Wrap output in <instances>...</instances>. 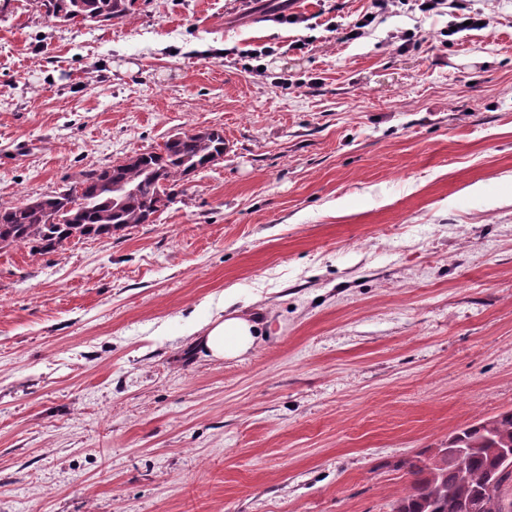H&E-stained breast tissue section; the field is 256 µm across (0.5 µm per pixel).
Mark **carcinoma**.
<instances>
[{"instance_id":"carcinoma-1","label":"carcinoma","mask_w":512,"mask_h":512,"mask_svg":"<svg viewBox=\"0 0 512 512\" xmlns=\"http://www.w3.org/2000/svg\"><path fill=\"white\" fill-rule=\"evenodd\" d=\"M44 17L65 24L124 21L138 0H38ZM224 131L171 136L159 151L89 169L42 204L21 202L0 208V251L27 247L33 254L56 252L74 240L108 236L137 224H149L173 203L190 177L224 158ZM468 454L462 467L448 464V452ZM512 409L460 427L448 444L430 448L401 466L412 480L392 504V512H512L503 490L512 486Z\"/></svg>"}]
</instances>
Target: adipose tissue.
I'll list each match as a JSON object with an SVG mask.
<instances>
[{"mask_svg": "<svg viewBox=\"0 0 512 512\" xmlns=\"http://www.w3.org/2000/svg\"><path fill=\"white\" fill-rule=\"evenodd\" d=\"M198 341L210 358L216 360L240 357L251 351L260 338L266 336L268 326L260 315L233 308L224 302L219 315L195 325Z\"/></svg>", "mask_w": 512, "mask_h": 512, "instance_id": "obj_1", "label": "adipose tissue"}]
</instances>
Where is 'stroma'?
<instances>
[{
	"label": "stroma",
	"mask_w": 512,
	"mask_h": 512,
	"mask_svg": "<svg viewBox=\"0 0 512 512\" xmlns=\"http://www.w3.org/2000/svg\"><path fill=\"white\" fill-rule=\"evenodd\" d=\"M369 5L0 12V206L229 143L154 223L0 251V512H391L397 461L512 408V0L344 41ZM227 296L271 330L214 360L187 328ZM49 22L65 24L124 21L138 10V0H38Z\"/></svg>",
	"instance_id": "35a3bbf8"
}]
</instances>
